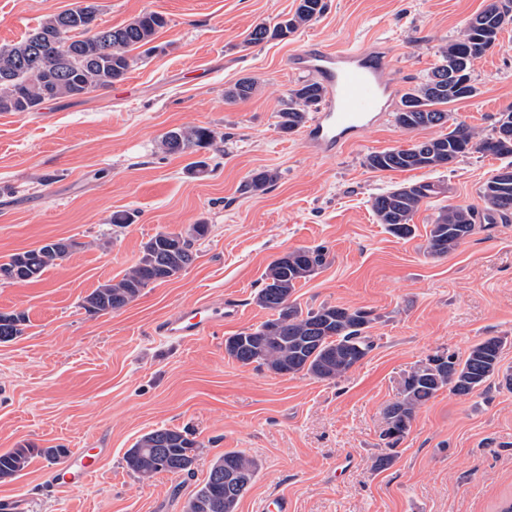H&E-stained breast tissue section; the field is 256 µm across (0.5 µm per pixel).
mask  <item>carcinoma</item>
Segmentation results:
<instances>
[{
	"label": "carcinoma",
	"mask_w": 512,
	"mask_h": 512,
	"mask_svg": "<svg viewBox=\"0 0 512 512\" xmlns=\"http://www.w3.org/2000/svg\"><path fill=\"white\" fill-rule=\"evenodd\" d=\"M326 0H297L292 16L270 27L257 24L249 43L286 38L320 17ZM98 7L86 3L45 18L20 41L0 47V112H35L50 100L109 89L126 78L137 61L132 52L154 40L166 20L157 12H144L122 27L98 28ZM512 25V0H489L460 32L439 51L440 58L424 82L405 92L396 122L405 130L421 127L442 129L437 136L406 148L374 152L366 158L377 171L449 168L460 158L479 153L505 160L480 190L482 209L448 204L439 209L428 238V251L441 257L453 252L473 235L481 220L512 221V109L499 114L491 132L479 136L463 121H450L441 106L469 99L476 93L471 77L473 63L497 45L499 35ZM257 81L243 77L224 91L227 102L250 98ZM325 89L306 81L290 90L288 101L276 113V126L294 133L318 110ZM215 139L207 126L176 128L160 142L163 152L174 155ZM278 179L274 170L253 172L246 188L254 193L268 190ZM439 192L431 183L402 185L376 196L372 210L378 223L397 238L415 232L412 224L420 205ZM208 225L195 224L190 233L159 231L142 247V255L118 281L97 288L84 300L93 314H110L125 307L141 290L170 280L197 258L195 242L205 236ZM77 244L59 239L12 255L0 263V284L33 282L46 269L66 261ZM322 246L302 247L275 257L265 268L255 303L271 312V318L248 331L224 340L229 358L243 366L264 368L275 375L304 374L320 380H336L360 363L372 350L368 334L374 318L365 309L322 305L303 310L293 299L297 286L316 274L326 262ZM26 316L22 312L0 313V343L21 335ZM504 338L487 337L473 343L465 357L454 353L433 355L411 371L401 385L400 397L385 409L384 440L396 447L409 432L417 411L446 387L468 396L497 377L512 389V369L501 365ZM198 442L183 430L158 428L144 434L127 450L129 469L142 479L156 474H189L195 464ZM69 454L66 448L20 446L0 452V480H11L40 456L54 464ZM258 473L255 459L238 450H227L212 465L207 479L190 499L187 512H236L240 499Z\"/></svg>",
	"instance_id": "cac0c4a2"
}]
</instances>
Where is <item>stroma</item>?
<instances>
[{
	"mask_svg": "<svg viewBox=\"0 0 512 512\" xmlns=\"http://www.w3.org/2000/svg\"><path fill=\"white\" fill-rule=\"evenodd\" d=\"M97 2L103 28L145 11L166 24L157 52L112 88L35 112H0V261L51 240L78 244L36 281L0 284V313L27 316L22 336L0 344V451L91 446L107 455L98 476L67 493L47 482L49 463L34 458L0 482V505L20 497L25 512H186L214 460L235 449L259 464L236 512H256L277 491L293 512H495L512 498V390L494 379L469 396L443 389L396 448L382 433L386 406L428 356H462L501 336L502 364L512 368V223L483 224L442 257L427 251L439 208L480 205L500 159L471 154L449 168L371 170L370 153L436 134L402 130L392 107L331 155L276 127L289 91L310 78L291 67L296 53L376 49L386 58L383 80L399 96L425 79L487 0H327L316 21L258 45L247 42L253 26L293 13L296 0ZM78 3L0 0V46ZM471 74L476 96L447 109L485 135L512 107V25ZM244 76L255 77L257 91L226 102L225 90ZM193 125L216 131L208 148L162 152L166 132ZM202 158L208 172L192 175ZM266 168L278 181L248 191L250 175ZM419 182L442 192L414 215L413 237H394L371 201ZM116 211L135 213L134 224L112 226ZM196 224L208 232L177 278L149 285L118 312L84 309L88 294L138 261L150 236ZM317 245L330 261L298 286V303L371 310L373 349L332 381L230 359L225 337L270 316L254 301L267 264ZM198 299L235 303L239 315L206 339L155 334L157 323ZM161 427L198 442L193 471L140 479L125 453Z\"/></svg>",
	"mask_w": 512,
	"mask_h": 512,
	"instance_id": "35a3bbf8",
	"label": "stroma"
}]
</instances>
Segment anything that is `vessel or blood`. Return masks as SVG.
<instances>
[{
    "label": "vessel or blood",
    "mask_w": 512,
    "mask_h": 512,
    "mask_svg": "<svg viewBox=\"0 0 512 512\" xmlns=\"http://www.w3.org/2000/svg\"><path fill=\"white\" fill-rule=\"evenodd\" d=\"M291 65L313 73L327 90L322 107L304 132L306 141L320 153H333L338 145L378 122L385 94L384 60L375 52L311 47L296 54ZM237 314L235 306L201 300L183 306L156 330L170 339L197 340L221 333L225 321ZM105 455L102 448L77 449L48 476L63 490L83 487L100 473Z\"/></svg>",
    "instance_id": "b4317fda"
}]
</instances>
